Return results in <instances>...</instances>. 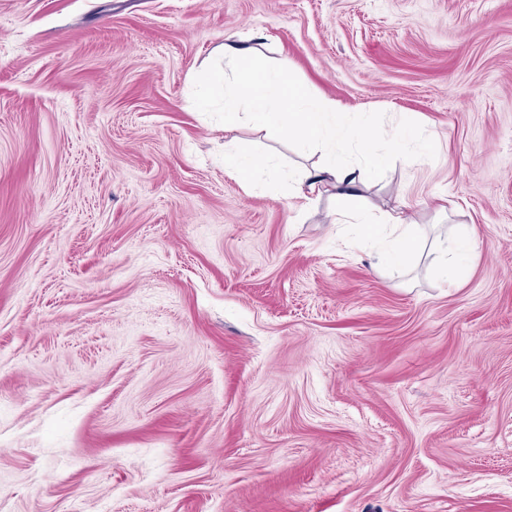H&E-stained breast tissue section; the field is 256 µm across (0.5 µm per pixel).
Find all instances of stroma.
Masks as SVG:
<instances>
[{"mask_svg": "<svg viewBox=\"0 0 512 512\" xmlns=\"http://www.w3.org/2000/svg\"><path fill=\"white\" fill-rule=\"evenodd\" d=\"M227 40L432 133L345 208L463 280L225 173L316 160L197 109ZM0 512H512V0H0ZM224 169L231 176L255 186L275 172L273 159L243 154L232 143L224 145ZM399 206L393 211L385 212L381 222H370L362 218L357 224H362L363 234L360 237L373 238L377 241L376 252L381 264L377 270L384 268H411L415 262L412 244L426 239V232L420 224H414ZM376 224H385L382 231ZM433 241L439 262L449 282L461 278L468 268V261L475 252L476 242L471 234L459 231L453 224H432Z\"/></svg>", "mask_w": 512, "mask_h": 512, "instance_id": "35a3bbf8", "label": "stroma"}]
</instances>
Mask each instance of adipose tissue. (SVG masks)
Returning <instances> with one entry per match:
<instances>
[{"label": "adipose tissue", "instance_id": "adipose-tissue-1", "mask_svg": "<svg viewBox=\"0 0 512 512\" xmlns=\"http://www.w3.org/2000/svg\"><path fill=\"white\" fill-rule=\"evenodd\" d=\"M193 79L207 89L210 98L222 103L225 119L245 117L273 137L294 133L304 147L317 152V163L296 177L292 187L293 197L305 208L326 185L355 188L350 169L338 158L343 146L355 145L364 168L370 169L382 163L394 145L393 135L384 128L350 125L336 100L310 93L295 81L288 60L268 63L253 46L221 44L212 62ZM224 169L255 186L275 171L273 159L243 154L230 143L224 146ZM361 228L364 237L376 240L385 268L412 267L413 244L432 237L437 260L451 282L464 275L476 246L473 236L455 225L436 224L427 231L397 208L377 224L362 219Z\"/></svg>", "mask_w": 512, "mask_h": 512}]
</instances>
